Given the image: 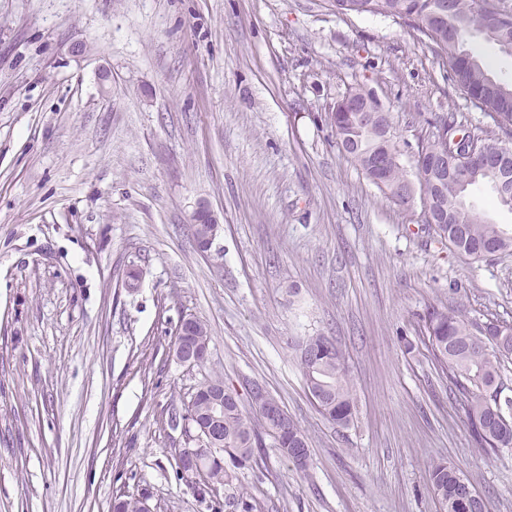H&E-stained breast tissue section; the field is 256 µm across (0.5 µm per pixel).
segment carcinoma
<instances>
[{
    "mask_svg": "<svg viewBox=\"0 0 512 512\" xmlns=\"http://www.w3.org/2000/svg\"><path fill=\"white\" fill-rule=\"evenodd\" d=\"M441 0H332L336 11L348 15H381L398 20L420 38L429 41L442 66L448 68V80L465 94L471 105L484 112L500 129L512 126V82L491 73L481 56L468 48L472 39L492 43L512 55V12L498 0H448L453 19L450 30L439 32L429 22ZM375 99L360 97L358 104L347 103L342 112L331 113L336 138L354 139L355 150L349 157L364 172H369L372 157H383L384 167L379 182L391 192L392 198L405 203L410 196L406 186L418 184L426 203L448 215V223L440 225L439 236L458 252L472 258L512 253V232L494 224L467 205L466 196L473 187H488L495 198L512 209V158L502 177L481 171L471 172V182L440 189L439 180L428 165L416 167L415 179H410L399 162L396 130L387 112H377ZM480 324L465 318L454 309L432 306L427 309L421 334L427 341L434 361L455 387L456 400L465 410L473 443L479 448L497 451L512 448L504 444L500 431L504 422L512 424V399L497 402V388L502 386L501 360L512 357V324L501 331V339L483 347L478 337ZM211 340L207 325L195 318L176 329L174 346L189 343L204 348ZM327 342L326 351L316 365L298 359L299 369L308 389H320L325 394L318 411L330 422L347 428L355 416L354 385L347 359L338 345L327 336H309L301 349ZM224 392V415L221 419L224 435L220 460L205 466V473L195 485L197 495L204 499L214 486H226L236 479L240 469L236 457L246 462L254 460L256 449L262 447L266 433H275V423L263 408L250 405L245 410L239 396L226 386L223 377L215 375L202 381L182 413V419L196 432L210 425V399ZM279 448H300L302 466L309 458L308 438L293 419H288V435ZM461 473L444 462L429 471L433 495L443 505L444 512H488L480 497H470L459 483ZM143 494H120L114 498L112 512H142ZM239 512H256V500L242 487L233 501Z\"/></svg>",
    "mask_w": 512,
    "mask_h": 512,
    "instance_id": "carcinoma-1",
    "label": "carcinoma"
}]
</instances>
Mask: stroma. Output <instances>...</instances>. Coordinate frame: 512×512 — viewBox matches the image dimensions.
Wrapping results in <instances>:
<instances>
[{
	"label": "stroma",
	"mask_w": 512,
	"mask_h": 512,
	"mask_svg": "<svg viewBox=\"0 0 512 512\" xmlns=\"http://www.w3.org/2000/svg\"><path fill=\"white\" fill-rule=\"evenodd\" d=\"M353 88L410 172L443 115L494 128L411 28L330 0H0V512H112L123 492L235 512V486L201 500L175 459L171 414L215 374L264 385L308 437L305 471L268 435L239 470L261 512H439L437 461L512 512V449L473 445L418 339L432 306L512 323V255H461L421 195L339 151ZM201 205L222 226L208 257ZM186 315L211 336L193 367L172 355ZM319 334L348 360L347 428L297 366Z\"/></svg>",
	"instance_id": "obj_1"
}]
</instances>
